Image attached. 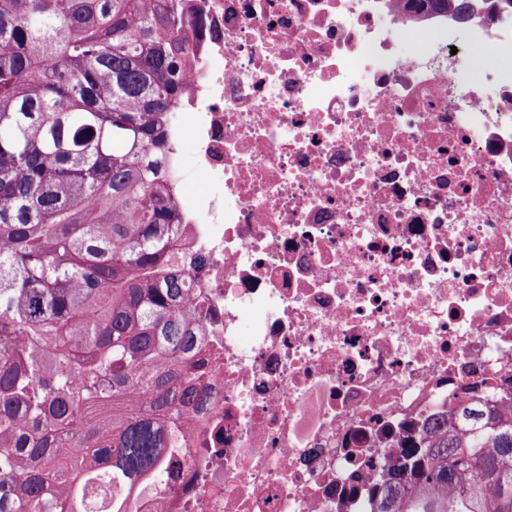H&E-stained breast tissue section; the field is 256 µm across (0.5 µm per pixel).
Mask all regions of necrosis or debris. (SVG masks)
<instances>
[{"label":"necrosis or debris","mask_w":512,"mask_h":512,"mask_svg":"<svg viewBox=\"0 0 512 512\" xmlns=\"http://www.w3.org/2000/svg\"><path fill=\"white\" fill-rule=\"evenodd\" d=\"M192 4L159 174L218 371L137 512H363L424 423L512 373V14Z\"/></svg>","instance_id":"1"}]
</instances>
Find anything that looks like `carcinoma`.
<instances>
[{
	"mask_svg": "<svg viewBox=\"0 0 512 512\" xmlns=\"http://www.w3.org/2000/svg\"><path fill=\"white\" fill-rule=\"evenodd\" d=\"M193 62L171 0H0V512H133L186 460L202 258L155 163ZM366 512H512V413L426 423Z\"/></svg>",
	"mask_w": 512,
	"mask_h": 512,
	"instance_id": "cac0c4a2",
	"label": "carcinoma"
}]
</instances>
